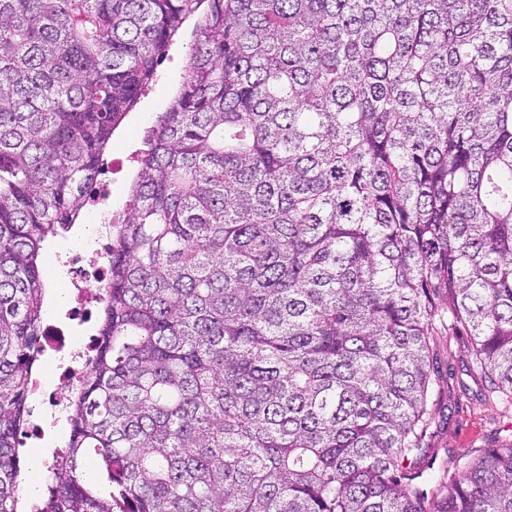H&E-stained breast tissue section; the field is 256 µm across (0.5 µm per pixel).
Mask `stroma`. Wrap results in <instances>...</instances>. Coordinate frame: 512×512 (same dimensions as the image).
<instances>
[{"instance_id": "obj_1", "label": "stroma", "mask_w": 512, "mask_h": 512, "mask_svg": "<svg viewBox=\"0 0 512 512\" xmlns=\"http://www.w3.org/2000/svg\"><path fill=\"white\" fill-rule=\"evenodd\" d=\"M189 37H182L158 68V77L136 108L113 136L107 158L120 160L122 170L112 176V209L124 212L130 201V185L138 165L133 158L143 149V134L158 112L164 111L176 88L183 80ZM467 336H439L435 339L434 360L442 375L435 388L433 421L424 439L425 452L416 466L426 478L421 486L430 493L434 485L429 473L446 468L450 452L466 448L494 447L505 436L507 421L483 400L485 382L481 375L470 371L466 347Z\"/></svg>"}]
</instances>
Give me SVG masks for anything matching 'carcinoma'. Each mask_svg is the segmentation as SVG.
<instances>
[{
    "label": "carcinoma",
    "instance_id": "cac0c4a2",
    "mask_svg": "<svg viewBox=\"0 0 512 512\" xmlns=\"http://www.w3.org/2000/svg\"><path fill=\"white\" fill-rule=\"evenodd\" d=\"M191 21L29 512H512L511 437L410 464L438 331L512 410V0H0V512L45 243Z\"/></svg>",
    "mask_w": 512,
    "mask_h": 512
}]
</instances>
